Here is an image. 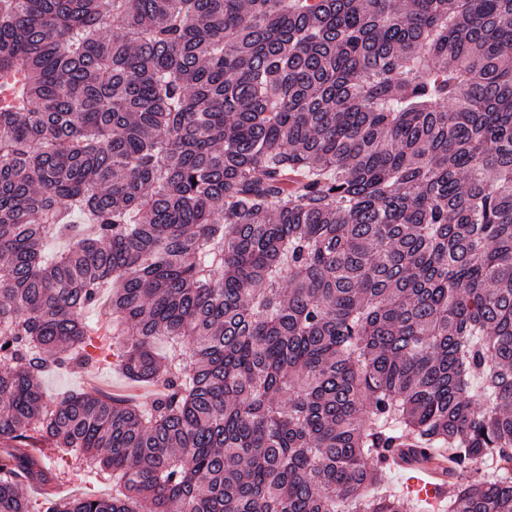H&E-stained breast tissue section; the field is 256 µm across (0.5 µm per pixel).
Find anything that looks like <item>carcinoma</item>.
I'll return each mask as SVG.
<instances>
[{"mask_svg": "<svg viewBox=\"0 0 512 512\" xmlns=\"http://www.w3.org/2000/svg\"><path fill=\"white\" fill-rule=\"evenodd\" d=\"M511 46L512 0H0V512H424L404 438L512 512ZM114 336L163 392L46 406ZM46 465L52 469L65 472L62 479L60 491L67 496H91V497H109L112 495V484L102 479L96 480L88 477L87 473L78 471L71 458L65 461L56 456H48L44 459Z\"/></svg>", "mask_w": 512, "mask_h": 512, "instance_id": "carcinoma-1", "label": "carcinoma"}]
</instances>
